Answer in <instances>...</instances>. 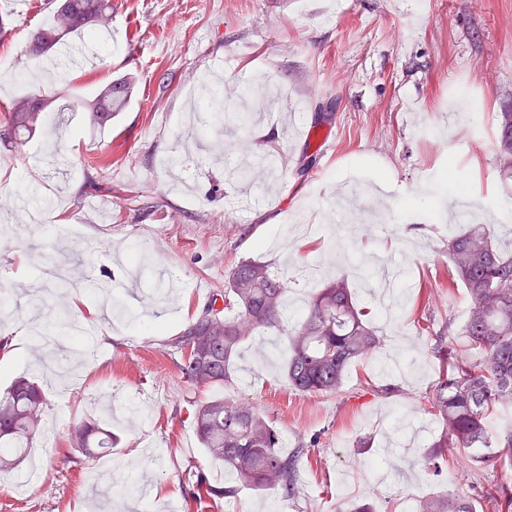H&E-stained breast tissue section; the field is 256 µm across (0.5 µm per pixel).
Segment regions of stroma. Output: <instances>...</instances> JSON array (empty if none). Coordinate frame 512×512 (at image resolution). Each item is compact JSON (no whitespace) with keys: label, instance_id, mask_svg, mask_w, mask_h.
Listing matches in <instances>:
<instances>
[{"label":"stroma","instance_id":"1","mask_svg":"<svg viewBox=\"0 0 512 512\" xmlns=\"http://www.w3.org/2000/svg\"><path fill=\"white\" fill-rule=\"evenodd\" d=\"M19 1L0 0V125L33 91L56 109L30 142L0 141V209L31 188L49 204L47 223L63 218L75 232H0V299L48 332L72 301L103 291L127 312L93 317L95 347L67 358L64 382L44 372L38 345L0 360V391L25 376L46 396L25 459L0 471V512H351L361 502L412 512L433 493L479 502L512 487V467L464 477L456 460L425 464L440 424L419 403L442 372L437 336L469 307L448 271V239L461 229L453 210L467 206L512 250V223L496 221L512 206V176L496 162L498 115L512 112V0H112L95 65L49 81L33 63L18 83L6 66L22 62L55 8L23 0L21 12ZM217 68L225 102L274 88L294 123H270L265 138L228 121L199 127L189 91ZM124 76L123 112L91 123L79 101ZM476 112L485 138L457 160L468 197L431 193L435 167L468 139ZM249 160L256 201L243 208L236 170ZM26 255L74 257L67 294L35 291ZM252 259L290 278L292 304L348 276L382 345L349 366L341 392L291 389L276 328L243 343L227 385L185 382L173 339ZM216 396L252 399L282 453L300 452L295 498L190 495L192 478L224 482L194 430L197 406ZM83 422L112 433L111 455L72 447ZM32 469L35 482L18 493L16 478Z\"/></svg>","mask_w":512,"mask_h":512}]
</instances>
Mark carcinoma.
<instances>
[{"label":"carcinoma","mask_w":512,"mask_h":512,"mask_svg":"<svg viewBox=\"0 0 512 512\" xmlns=\"http://www.w3.org/2000/svg\"><path fill=\"white\" fill-rule=\"evenodd\" d=\"M112 15V0H62L53 23L31 34L24 65L42 59L74 32L92 37ZM131 81L110 82L81 102V111L101 125L123 111ZM53 100L31 93L13 100L6 115L8 136L23 142L35 137ZM499 167L512 171V112L499 113ZM452 279L466 289L470 307L464 322H448V337L460 336L473 359L448 355V368L435 384L428 402L442 420L439 436L424 452V461L460 454L472 468L507 459L512 465V428L492 435L488 414L512 406V254L495 241L491 225L470 224L448 239ZM288 284L259 260L236 265L216 291L204 313L175 341L182 352L179 370L186 382L217 388L231 381L242 343L264 330L278 327L288 336L286 379L304 394L339 393L350 364L380 348L378 330L358 306L346 277L328 282L314 293L301 316L288 321ZM46 405L38 385L16 380L0 393V470L14 469L24 458L38 431ZM195 430L207 455L224 464L229 480L217 487L196 482L192 490L217 498L233 497L243 489L297 492L298 458L303 449L284 455L273 424L246 398L215 397L198 405ZM73 447L92 457L112 454V433L89 423L70 433ZM414 512H477L474 501L449 493L420 500Z\"/></svg>","instance_id":"carcinoma-1"}]
</instances>
